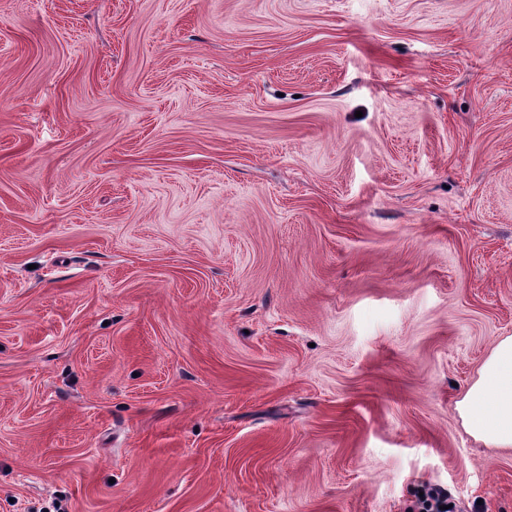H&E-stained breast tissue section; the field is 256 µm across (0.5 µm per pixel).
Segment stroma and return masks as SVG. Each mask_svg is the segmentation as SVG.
<instances>
[{
	"label": "stroma",
	"mask_w": 512,
	"mask_h": 512,
	"mask_svg": "<svg viewBox=\"0 0 512 512\" xmlns=\"http://www.w3.org/2000/svg\"><path fill=\"white\" fill-rule=\"evenodd\" d=\"M512 0H0V512H512ZM456 410L475 440L512 450V336L495 342Z\"/></svg>",
	"instance_id": "obj_1"
}]
</instances>
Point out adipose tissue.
<instances>
[{"mask_svg": "<svg viewBox=\"0 0 512 512\" xmlns=\"http://www.w3.org/2000/svg\"><path fill=\"white\" fill-rule=\"evenodd\" d=\"M456 410L475 440L512 450V336L495 342Z\"/></svg>", "mask_w": 512, "mask_h": 512, "instance_id": "1", "label": "adipose tissue"}]
</instances>
